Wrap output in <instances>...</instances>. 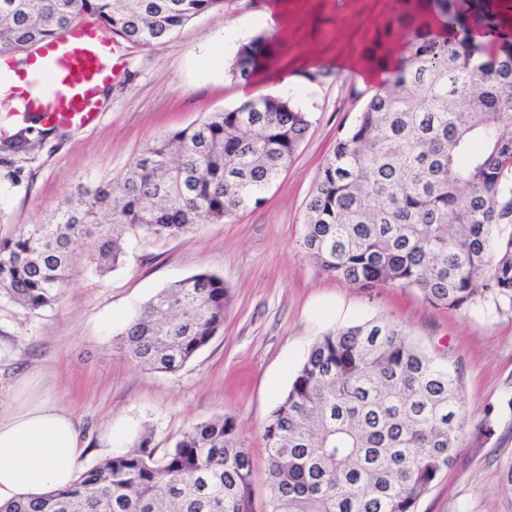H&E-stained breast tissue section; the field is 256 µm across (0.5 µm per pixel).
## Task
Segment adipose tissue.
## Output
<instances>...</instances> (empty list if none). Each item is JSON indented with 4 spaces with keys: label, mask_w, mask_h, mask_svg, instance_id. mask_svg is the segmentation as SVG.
Instances as JSON below:
<instances>
[{
    "label": "adipose tissue",
    "mask_w": 512,
    "mask_h": 512,
    "mask_svg": "<svg viewBox=\"0 0 512 512\" xmlns=\"http://www.w3.org/2000/svg\"><path fill=\"white\" fill-rule=\"evenodd\" d=\"M85 450L67 410L46 399L21 398L0 415V505L68 486Z\"/></svg>",
    "instance_id": "ef3b65f1"
}]
</instances>
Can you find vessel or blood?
<instances>
[{
  "label": "vessel or blood",
  "instance_id": "1",
  "mask_svg": "<svg viewBox=\"0 0 512 512\" xmlns=\"http://www.w3.org/2000/svg\"><path fill=\"white\" fill-rule=\"evenodd\" d=\"M119 68L111 40L90 16L39 44L26 67L16 69L20 84L14 92L44 124L86 128L100 119V91Z\"/></svg>",
  "mask_w": 512,
  "mask_h": 512
}]
</instances>
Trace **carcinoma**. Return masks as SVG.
<instances>
[{
    "instance_id": "carcinoma-1",
    "label": "carcinoma",
    "mask_w": 512,
    "mask_h": 512,
    "mask_svg": "<svg viewBox=\"0 0 512 512\" xmlns=\"http://www.w3.org/2000/svg\"><path fill=\"white\" fill-rule=\"evenodd\" d=\"M396 11L364 48L398 37L403 64L336 139L305 204L303 246L354 287L408 288L431 306L512 314V30L488 0H428ZM223 0H0V54L59 35L85 14L123 40L169 38ZM486 37L472 42L474 31ZM270 53L260 33L232 76L250 82ZM310 127L269 95L156 138L125 177L81 186L44 224L0 239V299L55 304L78 251L101 275L126 255L114 229L150 238L222 223L263 201ZM32 127L0 136V163L29 153ZM224 279L201 273L157 292L121 333L128 357L180 370L224 326ZM465 427L446 361L380 317L340 326L308 348L264 428L266 512H417L456 460ZM0 512H255L251 459L235 417L186 430L155 455L146 435L67 488Z\"/></svg>"
}]
</instances>
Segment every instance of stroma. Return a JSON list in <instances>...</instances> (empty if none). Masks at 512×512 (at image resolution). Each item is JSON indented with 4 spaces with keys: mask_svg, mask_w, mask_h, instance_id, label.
Instances as JSON below:
<instances>
[{
    "mask_svg": "<svg viewBox=\"0 0 512 512\" xmlns=\"http://www.w3.org/2000/svg\"><path fill=\"white\" fill-rule=\"evenodd\" d=\"M263 0H224L157 45L113 43L123 68L91 127L39 136L29 159L0 164V238L40 224L78 185L114 182L146 142L227 110L242 100L230 67L241 44L265 25ZM291 34L280 80L253 95L291 99L311 126L288 169L259 205L221 224L160 240L133 236L128 255L102 276L81 258L52 307L29 311L0 300V411L19 378L68 410L89 442L90 468L110 450L105 427L148 430L156 454L191 425L236 417L264 512L267 446L263 427L287 392L308 347L327 331L373 316L403 326L456 369L465 428L457 460L418 503L417 512H512L500 488L512 459V314L433 307L411 290L353 288L323 273L303 244V214L318 169L355 121L369 87L337 70L390 13L389 0H288ZM322 61L309 80L303 60ZM210 273L224 280V326L181 370L163 374L131 362L120 333L141 305L175 281ZM490 424L492 435L480 434Z\"/></svg>",
    "mask_w": 512,
    "mask_h": 512,
    "instance_id": "35a3bbf8",
    "label": "stroma"
}]
</instances>
